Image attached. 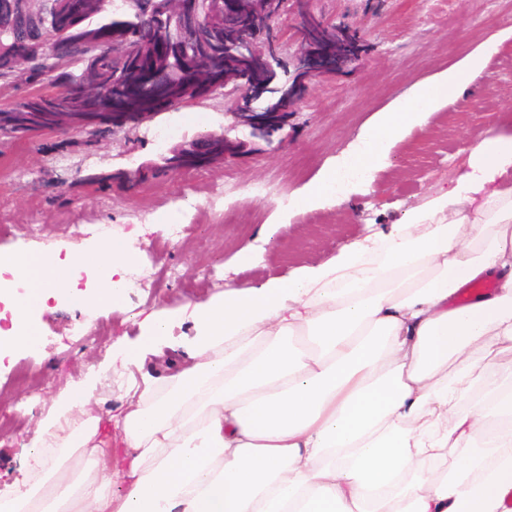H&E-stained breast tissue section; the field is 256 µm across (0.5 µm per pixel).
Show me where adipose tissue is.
Masks as SVG:
<instances>
[{"label": "adipose tissue", "mask_w": 512, "mask_h": 512, "mask_svg": "<svg viewBox=\"0 0 512 512\" xmlns=\"http://www.w3.org/2000/svg\"><path fill=\"white\" fill-rule=\"evenodd\" d=\"M510 40L512 26L379 111L348 163L373 181L393 145L425 114L466 100ZM464 150L469 172L388 234L288 281L229 284L193 304L190 364L163 383L145 375L116 423L130 450L124 494L110 490L112 441L83 385L38 426L35 453L56 449L52 464L1 493L0 512H41L53 492L64 512H512V375L499 366L512 352V135L480 131ZM339 171L331 164L297 190L292 209L344 204L351 188L337 186ZM140 260L115 241L55 262L0 253L28 286L12 300L9 343H37L31 316L69 285L72 267L97 285L73 301L117 308L110 279ZM486 278L495 292L449 307V295ZM170 318L149 313L121 363L158 356ZM76 453L95 477L72 480Z\"/></svg>", "instance_id": "adipose-tissue-1"}]
</instances>
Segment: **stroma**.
<instances>
[{
	"label": "stroma",
	"instance_id": "35a3bbf8",
	"mask_svg": "<svg viewBox=\"0 0 512 512\" xmlns=\"http://www.w3.org/2000/svg\"><path fill=\"white\" fill-rule=\"evenodd\" d=\"M510 25L512 0H295L275 22L247 27L261 69L231 64L223 78L201 86L191 77L159 80L144 64L109 107L80 116L77 134L51 113L73 92L69 68L48 77L30 71L1 91L0 252L87 251L97 242L93 225L108 224L113 240L134 241L142 264L176 269L178 277L164 280L153 298L125 289L120 312H88L66 289L34 312L39 348L0 358V410L16 419L0 444V491L30 482L37 424L67 385L96 377L95 415H124L145 369L109 358L113 346L138 344L142 314L209 299L228 283L248 288L327 262L346 243L389 231L448 186L467 167L461 148L470 132L512 134L510 42L488 60L466 107L428 114L395 145L367 193L297 211L284 224L273 221L274 201L256 204L245 193L254 183L278 193L309 184L348 154L376 112ZM142 83L154 85L151 97L138 95ZM237 84L248 87L246 98L226 95ZM27 102L42 103V111L21 114ZM177 115L183 134L156 149L145 130ZM219 195L226 206L247 208L250 222L225 223L216 209L185 225L172 244L135 221L178 200L202 205ZM246 246L248 264L237 258ZM80 322L89 335H75ZM22 364L32 368L25 382L12 376Z\"/></svg>",
	"mask_w": 512,
	"mask_h": 512
}]
</instances>
